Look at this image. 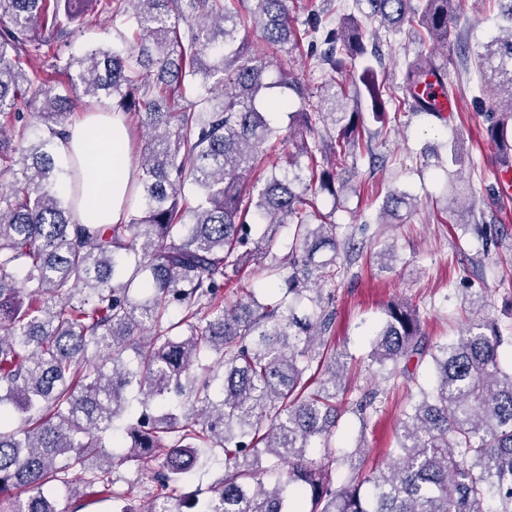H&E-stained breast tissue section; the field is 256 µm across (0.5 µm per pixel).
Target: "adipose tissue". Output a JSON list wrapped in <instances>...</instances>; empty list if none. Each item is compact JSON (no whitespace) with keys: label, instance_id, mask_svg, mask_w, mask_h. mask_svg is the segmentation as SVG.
Segmentation results:
<instances>
[{"label":"adipose tissue","instance_id":"ef3b65f1","mask_svg":"<svg viewBox=\"0 0 512 512\" xmlns=\"http://www.w3.org/2000/svg\"><path fill=\"white\" fill-rule=\"evenodd\" d=\"M129 139L121 113L89 115L69 125L58 143L64 160H77L83 172L85 199L77 207L82 224L124 222V205L132 174Z\"/></svg>","mask_w":512,"mask_h":512}]
</instances>
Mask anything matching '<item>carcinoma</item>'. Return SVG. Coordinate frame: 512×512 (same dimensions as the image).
<instances>
[{
    "label": "carcinoma",
    "mask_w": 512,
    "mask_h": 512,
    "mask_svg": "<svg viewBox=\"0 0 512 512\" xmlns=\"http://www.w3.org/2000/svg\"><path fill=\"white\" fill-rule=\"evenodd\" d=\"M127 16L121 47L91 45L69 57L71 89L86 105L112 99L148 138L135 198L120 224L76 222L77 162L60 161L72 100L56 92L39 32L57 21L59 0H0V498L6 512H57L45 490L62 485L83 501H127L112 469L145 467L162 455L163 492L147 512H172L170 490L224 456V477L191 512H512V364L488 313L446 343L426 341L415 312L390 303L371 362L387 380H416L411 362L430 358L388 463L366 450L311 457L326 441L348 393L331 346V289L346 242L318 207L347 189L339 170L372 154L360 142L356 95L383 124L430 112L417 87L434 74L416 53L400 71L402 95L371 65L368 43L408 23L448 49L460 0H337L299 18L298 0H100ZM258 30L268 57L297 53L324 79L312 87L254 55ZM474 104L490 98L488 141L512 164V26L475 53ZM297 97L288 166L249 181L266 144L279 138L267 111ZM314 142H309V139ZM72 182L66 197L58 190ZM191 197H186L185 189ZM414 199L390 192L384 214ZM291 232L288 255L267 244ZM276 277L278 293L232 304L240 275ZM133 351L136 365L125 360ZM66 458L58 465L57 460ZM285 479L263 480L262 458ZM343 471L340 481L333 470Z\"/></svg>",
    "instance_id": "carcinoma-1"
}]
</instances>
